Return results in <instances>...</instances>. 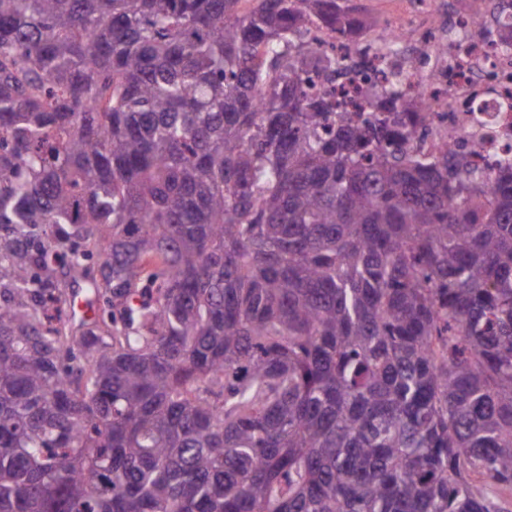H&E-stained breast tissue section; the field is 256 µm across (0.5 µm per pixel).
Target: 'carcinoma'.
Returning <instances> with one entry per match:
<instances>
[{
  "mask_svg": "<svg viewBox=\"0 0 512 512\" xmlns=\"http://www.w3.org/2000/svg\"><path fill=\"white\" fill-rule=\"evenodd\" d=\"M349 2L0 0V512H506L512 161L311 92Z\"/></svg>",
  "mask_w": 512,
  "mask_h": 512,
  "instance_id": "carcinoma-1",
  "label": "carcinoma"
}]
</instances>
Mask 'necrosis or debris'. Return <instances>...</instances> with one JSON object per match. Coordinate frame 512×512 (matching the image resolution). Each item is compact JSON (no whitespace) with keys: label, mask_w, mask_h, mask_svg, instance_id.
I'll use <instances>...</instances> for the list:
<instances>
[{"label":"necrosis or debris","mask_w":512,"mask_h":512,"mask_svg":"<svg viewBox=\"0 0 512 512\" xmlns=\"http://www.w3.org/2000/svg\"><path fill=\"white\" fill-rule=\"evenodd\" d=\"M378 23L362 28L346 65L336 74V100L367 116L364 94L382 76L424 95V132L412 151L437 155L470 151L472 163L493 176L512 157V51L497 38L471 37L474 19L492 17L494 0H391Z\"/></svg>","instance_id":"necrosis-or-debris-1"}]
</instances>
